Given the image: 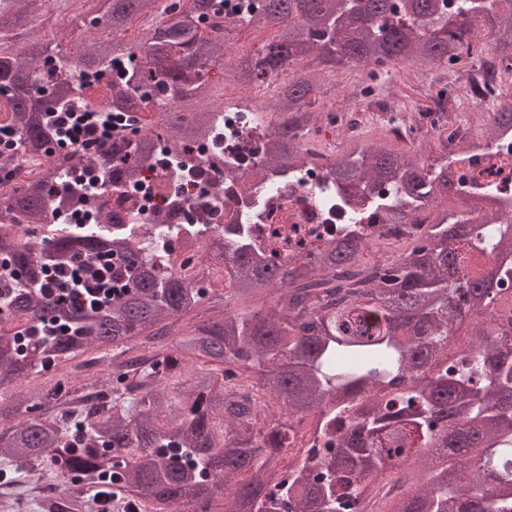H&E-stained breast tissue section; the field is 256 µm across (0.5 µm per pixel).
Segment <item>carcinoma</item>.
<instances>
[{
  "mask_svg": "<svg viewBox=\"0 0 512 512\" xmlns=\"http://www.w3.org/2000/svg\"><path fill=\"white\" fill-rule=\"evenodd\" d=\"M92 24L103 34L72 50L31 54L0 50V128L11 152L49 155L61 147L44 116L69 107L83 87L57 72L53 60L77 58L100 75L124 55L138 63L92 89L98 101L119 100L116 122L150 112L148 133L104 153L118 178L141 181L164 139L178 157L201 141L224 136L218 70L240 84L277 80L261 106L288 122L263 136V162L277 172L324 162L336 183V205L351 223L322 247L288 260L256 247L258 224L224 229L213 263L230 288L219 292L176 275L155 258L153 241L134 226H86L10 243L14 224L41 228L57 208L91 209L55 197L62 175L0 197V465L49 463L63 478L92 479V495L66 504L38 503L40 512H112L114 496L128 512H512V223L488 211V188L461 202L448 164L465 157L478 137L434 131L425 160L381 139L349 138L340 154L308 146L322 71L359 63L379 77L393 63L444 69L483 60L481 34L512 63V0H474L453 12L440 0H262L245 25L276 27L250 55L219 62L229 32L225 0H188L159 12V0H95ZM45 0H17L0 32L36 20ZM151 22L137 43L124 41L129 22ZM512 133V91L486 125L492 141ZM390 195L369 203L407 246L364 260L372 233L350 209L349 196L376 186ZM438 209L434 223H414L416 207ZM478 211L484 223L472 224ZM95 260L94 274L112 297L98 311L70 308L38 288L55 266ZM215 316L197 320L204 307ZM67 324L48 341L33 334ZM468 343L452 351L462 326ZM112 350V394L35 406L12 387L46 366L88 351ZM203 364L186 374L184 364ZM282 404L286 417L272 410ZM314 417L310 431L304 420Z\"/></svg>",
  "mask_w": 512,
  "mask_h": 512,
  "instance_id": "1",
  "label": "carcinoma"
}]
</instances>
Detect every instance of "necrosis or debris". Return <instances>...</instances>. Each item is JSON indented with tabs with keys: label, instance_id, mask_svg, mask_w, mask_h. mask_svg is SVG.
I'll return each mask as SVG.
<instances>
[{
	"label": "necrosis or debris",
	"instance_id": "4bbe7bcc",
	"mask_svg": "<svg viewBox=\"0 0 512 512\" xmlns=\"http://www.w3.org/2000/svg\"><path fill=\"white\" fill-rule=\"evenodd\" d=\"M224 140L220 146L204 142L194 151V165L188 178L169 185L165 195L148 196L130 192L120 183L99 184L96 207L84 216H71L57 209L53 222L59 231L74 224H94L99 213H107L124 224L140 225L144 235L156 243L158 255L181 276L198 279L200 264L189 261L187 251H204L205 242L191 243L189 250L171 246L158 230L166 224L208 225V235L220 238L228 224L259 221L263 233L259 247H272L278 256L300 253L301 243L314 245L336 231V215L325 201L327 177L324 167H307L276 173L261 164L257 128L264 120L259 103L273 94V87L241 85L225 81ZM47 168L39 154H16L0 165V187L34 182ZM450 171L460 196H468L474 184L488 183L506 199L503 222H512V138L501 137L480 143L464 162Z\"/></svg>",
	"mask_w": 512,
	"mask_h": 512
}]
</instances>
